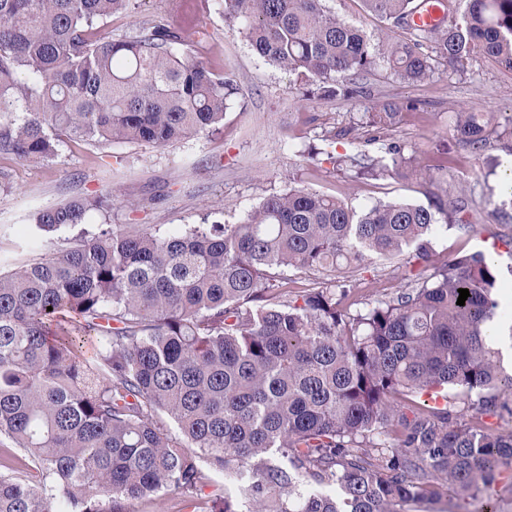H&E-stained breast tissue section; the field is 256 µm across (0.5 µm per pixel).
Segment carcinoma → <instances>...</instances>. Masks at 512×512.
<instances>
[{"label": "carcinoma", "instance_id": "cac0c4a2", "mask_svg": "<svg viewBox=\"0 0 512 512\" xmlns=\"http://www.w3.org/2000/svg\"><path fill=\"white\" fill-rule=\"evenodd\" d=\"M264 61L348 98L380 59L406 82L476 57L512 71V0H443L432 27L418 0H362L403 31L376 48L327 0H218ZM132 0H0V154L51 159L65 142L166 146L224 121L237 81L173 45L154 22L99 31ZM404 104L367 113L380 154L346 156L355 177L410 162L390 139ZM455 131L483 152L508 139L492 116ZM355 207L301 187L273 193L238 224L168 234L84 230L46 257L0 270V438L26 453L0 465V512H128L126 504L206 485L201 462L234 477L218 512H397L443 497L503 512L512 497V372L490 343L507 315L484 253L457 254L397 296L349 314L370 257L430 260L432 238L467 199ZM116 194L39 211L36 233L106 213ZM314 286L289 288L288 271ZM469 290L465 305L459 290ZM102 343L80 355L89 333Z\"/></svg>", "mask_w": 512, "mask_h": 512}]
</instances>
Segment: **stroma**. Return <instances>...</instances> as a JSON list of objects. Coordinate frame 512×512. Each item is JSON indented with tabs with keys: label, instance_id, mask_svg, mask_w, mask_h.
Here are the masks:
<instances>
[{
	"label": "stroma",
	"instance_id": "stroma-1",
	"mask_svg": "<svg viewBox=\"0 0 512 512\" xmlns=\"http://www.w3.org/2000/svg\"><path fill=\"white\" fill-rule=\"evenodd\" d=\"M340 18L361 26L372 41L386 32L378 16L366 12L361 0H328ZM168 20L183 29L179 53L192 54L219 73L233 76L241 94L229 105L224 124L214 132L176 141L164 147L115 142H66L45 161H23L0 154V267L14 268L37 253L63 245L56 234L42 249H33L26 231L41 209L73 198H91L102 188H114L118 198L110 216L89 212L85 228L95 232L106 225H137L159 233L219 221L235 224L264 197L291 186L304 187L355 205L403 199L423 201L421 181L411 173L387 174L377 180L354 179L339 171L337 154H377L376 131L365 112L377 101L408 102L392 135L429 168L432 190L466 194L464 218L469 232L456 228L439 232L433 241L429 266L400 257L373 259L359 274L356 291L347 304L364 309L376 299H390L416 276H429L458 252L480 251L491 256L500 272V296L512 297V255L492 250L494 236L512 232L498 213L512 197L502 182L503 163L512 155L500 146L477 154L454 131L460 112H490L497 122L512 117V72L479 58L463 74H441L408 84L385 66L360 75L365 93L352 98L307 99L296 77L261 59L239 33L225 24L217 0H136L132 11L106 19L113 37L140 24ZM337 130L335 142L324 134ZM207 485L191 498L175 490L131 503L132 512H213L219 495L231 489L223 472L206 468Z\"/></svg>",
	"mask_w": 512,
	"mask_h": 512
}]
</instances>
